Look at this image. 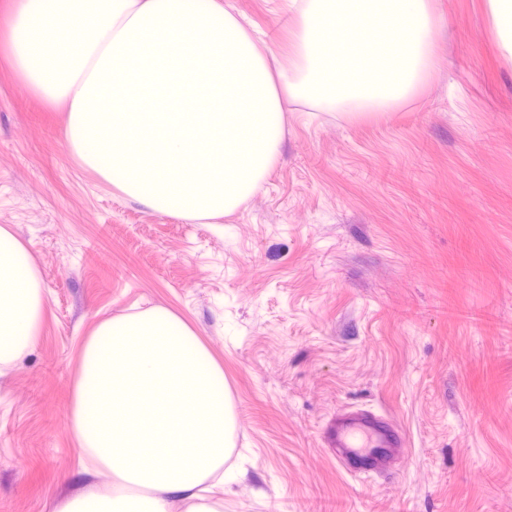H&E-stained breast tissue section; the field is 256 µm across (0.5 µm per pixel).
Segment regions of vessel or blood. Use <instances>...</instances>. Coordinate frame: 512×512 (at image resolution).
<instances>
[{"mask_svg":"<svg viewBox=\"0 0 512 512\" xmlns=\"http://www.w3.org/2000/svg\"><path fill=\"white\" fill-rule=\"evenodd\" d=\"M325 443L338 464L351 471L382 470L400 460L403 436L388 420L363 410H340L325 430Z\"/></svg>","mask_w":512,"mask_h":512,"instance_id":"b4317fda","label":"vessel or blood"}]
</instances>
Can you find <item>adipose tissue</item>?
<instances>
[{
    "label": "adipose tissue",
    "mask_w": 512,
    "mask_h": 512,
    "mask_svg": "<svg viewBox=\"0 0 512 512\" xmlns=\"http://www.w3.org/2000/svg\"><path fill=\"white\" fill-rule=\"evenodd\" d=\"M44 297L30 250L0 228V367L32 349ZM88 483L54 512H220L232 421L224 371L175 313L153 307L100 323L74 383Z\"/></svg>",
    "instance_id": "obj_1"
}]
</instances>
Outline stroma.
I'll use <instances>...</instances> for the list:
<instances>
[{
	"instance_id": "1",
	"label": "stroma",
	"mask_w": 512,
	"mask_h": 512,
	"mask_svg": "<svg viewBox=\"0 0 512 512\" xmlns=\"http://www.w3.org/2000/svg\"><path fill=\"white\" fill-rule=\"evenodd\" d=\"M279 46L282 0H226ZM434 66L387 112L282 100L277 158L220 219L156 213L85 167L68 103L9 61L0 0V227L32 252L35 348L0 371V512L87 475L70 426L83 340L161 306L224 370L223 512H512V57L487 0H433ZM370 409L407 463L348 474L324 442Z\"/></svg>"
}]
</instances>
